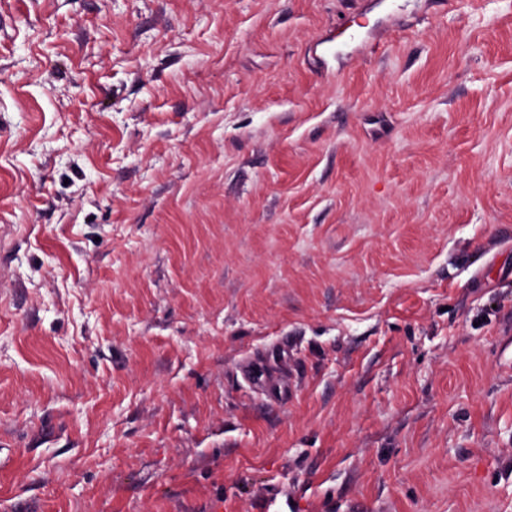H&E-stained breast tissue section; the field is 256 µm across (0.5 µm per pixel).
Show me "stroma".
I'll list each match as a JSON object with an SVG mask.
<instances>
[{
    "mask_svg": "<svg viewBox=\"0 0 512 512\" xmlns=\"http://www.w3.org/2000/svg\"><path fill=\"white\" fill-rule=\"evenodd\" d=\"M0 512H512V0H0ZM242 372L250 385L272 403H277L288 392V373L275 375L257 364L244 365Z\"/></svg>",
    "mask_w": 512,
    "mask_h": 512,
    "instance_id": "1",
    "label": "stroma"
}]
</instances>
